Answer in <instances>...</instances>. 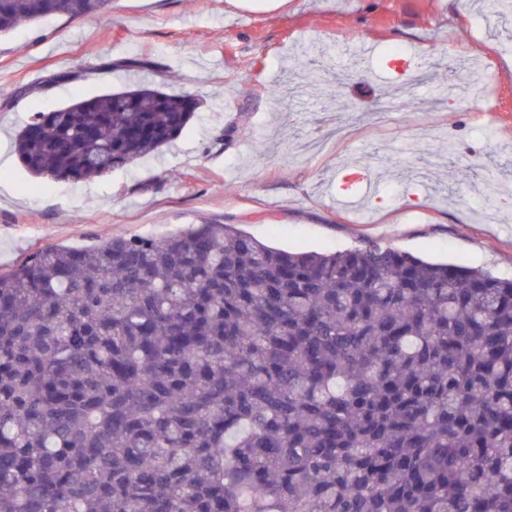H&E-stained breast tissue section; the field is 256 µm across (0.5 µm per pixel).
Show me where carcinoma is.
<instances>
[{"label": "carcinoma", "instance_id": "1", "mask_svg": "<svg viewBox=\"0 0 512 512\" xmlns=\"http://www.w3.org/2000/svg\"><path fill=\"white\" fill-rule=\"evenodd\" d=\"M112 0H0V35ZM189 95L37 112L80 182L171 144ZM0 512H512V278L233 224L49 246L0 272Z\"/></svg>", "mask_w": 512, "mask_h": 512}]
</instances>
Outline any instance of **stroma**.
<instances>
[{"label": "stroma", "instance_id": "stroma-1", "mask_svg": "<svg viewBox=\"0 0 512 512\" xmlns=\"http://www.w3.org/2000/svg\"><path fill=\"white\" fill-rule=\"evenodd\" d=\"M494 10L491 0H114L100 15L0 36L9 149L34 113L135 81L199 102L172 144L99 178L0 166V271L48 246L234 224L288 251L374 241L512 277V216H482L495 185L512 189V37L495 34ZM360 40L402 53L363 61L351 52ZM490 61L477 93L493 111L449 101V68ZM66 72L73 80L49 85ZM347 158L380 170L391 199L366 222L332 197Z\"/></svg>", "mask_w": 512, "mask_h": 512}]
</instances>
